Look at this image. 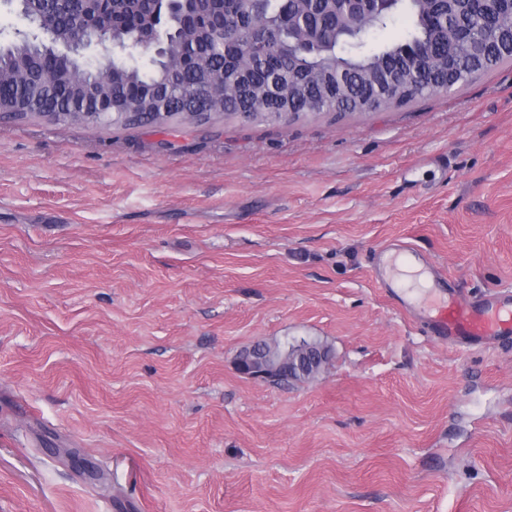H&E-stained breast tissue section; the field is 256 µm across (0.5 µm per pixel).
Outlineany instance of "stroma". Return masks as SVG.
<instances>
[{
	"label": "stroma",
	"instance_id": "1",
	"mask_svg": "<svg viewBox=\"0 0 512 512\" xmlns=\"http://www.w3.org/2000/svg\"><path fill=\"white\" fill-rule=\"evenodd\" d=\"M405 246L512 293V62L341 121L0 122V512H512V342L432 336ZM285 338L331 366L239 372ZM313 351L321 358L315 370L307 371V364L304 361ZM244 353L258 362L263 372L272 375L270 382L275 384H290L313 378L327 368L332 358L330 347L317 339L293 342L287 340L272 344L262 342L260 349L251 346L241 351L239 356Z\"/></svg>",
	"mask_w": 512,
	"mask_h": 512
}]
</instances>
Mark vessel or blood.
Returning a JSON list of instances; mask_svg holds the SVG:
<instances>
[{
    "mask_svg": "<svg viewBox=\"0 0 512 512\" xmlns=\"http://www.w3.org/2000/svg\"><path fill=\"white\" fill-rule=\"evenodd\" d=\"M426 325L434 336L455 343L512 338V295L492 292L479 303L453 301L430 315Z\"/></svg>",
    "mask_w": 512,
    "mask_h": 512,
    "instance_id": "vessel-or-blood-1",
    "label": "vessel or blood"
}]
</instances>
